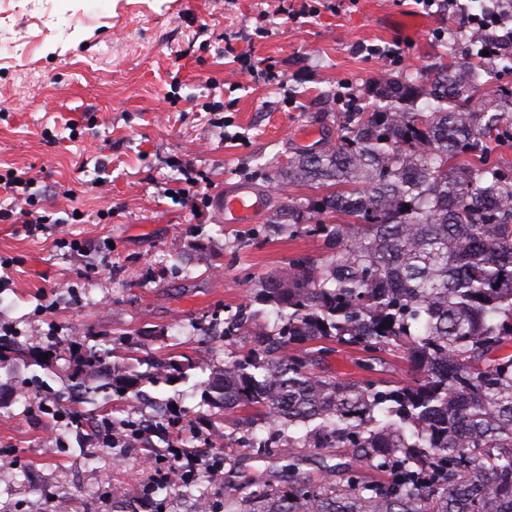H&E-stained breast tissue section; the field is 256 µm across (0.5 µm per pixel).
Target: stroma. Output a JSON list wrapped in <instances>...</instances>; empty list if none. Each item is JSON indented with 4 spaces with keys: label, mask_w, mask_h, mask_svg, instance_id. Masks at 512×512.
Listing matches in <instances>:
<instances>
[{
    "label": "stroma",
    "mask_w": 512,
    "mask_h": 512,
    "mask_svg": "<svg viewBox=\"0 0 512 512\" xmlns=\"http://www.w3.org/2000/svg\"><path fill=\"white\" fill-rule=\"evenodd\" d=\"M300 18L285 21L279 0H0V203L3 184L35 178L41 229L0 222V336L52 351L47 366L0 363V512H55L65 486L71 512H112L110 488L150 498L170 512L173 496L153 494L155 471L143 456L113 459L86 435L102 389L89 382L74 399L71 346L134 353L138 371L175 352L217 365L224 342L204 336L211 318L248 305L260 278L289 259L320 256L321 238L258 235L224 223L219 203L239 183L269 190L258 218L270 223L310 186L278 189L292 133L336 138L344 95L360 106L406 75L424 78L437 58L463 48L487 0H288ZM252 38L236 52L264 59L281 84L257 83L224 55V36ZM201 177L180 195L185 168ZM314 372L345 378L372 363L394 388L408 363L318 343ZM198 374L143 394L174 405L181 418L149 420L148 441L163 458L171 444L207 447L209 412ZM224 485L288 475L319 476L337 457L260 459L228 444Z\"/></svg>",
    "instance_id": "35a3bbf8"
}]
</instances>
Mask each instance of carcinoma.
I'll return each mask as SVG.
<instances>
[{
    "label": "carcinoma",
    "mask_w": 512,
    "mask_h": 512,
    "mask_svg": "<svg viewBox=\"0 0 512 512\" xmlns=\"http://www.w3.org/2000/svg\"><path fill=\"white\" fill-rule=\"evenodd\" d=\"M476 42L477 61L436 62L424 84L387 81L370 106L342 113L335 142L296 146L277 171L282 187L334 188L272 223L323 238L326 255L255 285L276 330L263 309L227 321L224 338L251 347L200 383L206 425L261 458L344 448L349 462L336 479L255 480L222 500L209 477H184L203 512H512V167L488 158L489 143L512 139V94L491 105L480 92L497 65L512 69V52ZM421 98L425 109L408 107ZM319 340L399 352L415 376L381 390L369 375L317 374L305 345ZM111 356L84 351L73 382L111 368L108 402L146 379H187L173 356L146 377ZM241 409L266 437L228 418Z\"/></svg>",
    "instance_id": "carcinoma-1"
}]
</instances>
